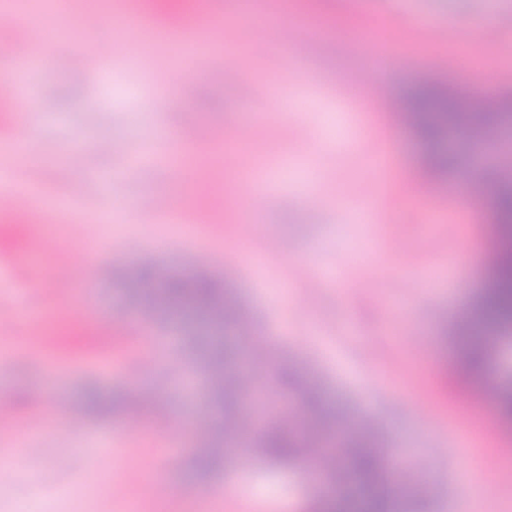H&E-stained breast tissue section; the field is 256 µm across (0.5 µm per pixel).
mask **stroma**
<instances>
[{"label":"stroma","mask_w":512,"mask_h":512,"mask_svg":"<svg viewBox=\"0 0 512 512\" xmlns=\"http://www.w3.org/2000/svg\"><path fill=\"white\" fill-rule=\"evenodd\" d=\"M274 3L282 17L309 18L308 71L273 47L253 56L257 31L240 28L231 9L224 34L239 60L221 71L162 48L145 63L140 37L114 23L115 0H96L94 29L82 24L84 0H59L60 36L35 32L47 60L18 75L12 94L30 132L0 155V168L41 192L55 235L29 264L30 241L0 243V292L10 297L0 304V353L9 356L0 392L15 410L0 445L24 460L0 477V512H276L279 503L304 512L316 496L306 468L254 456L230 454L197 475L212 413L193 339L209 331L138 306L118 274L146 265L226 278L248 319L246 329L224 331L241 367L267 388L288 362L381 428L421 484L424 512H512V424L483 390L506 381L512 338L469 384L452 374V330L488 281L490 202L474 200V220L449 240L460 197L424 175L423 144L388 113L340 105L426 80L470 90L489 77L488 63L497 91L512 94V0H374L360 17L343 0ZM368 40L389 59L374 82ZM406 55L412 65H402ZM178 113L224 130L223 144L199 145L198 155L225 145L254 162L252 175L212 172L211 207L235 222L233 238L203 225L192 204L129 251L121 228L140 224L138 202L186 193L180 173L147 160ZM257 120L262 137L239 140L237 126ZM76 154L78 171L69 164ZM77 176L85 189L75 199ZM276 242L287 254L273 251ZM299 264L315 266L316 277H298ZM153 383L164 391L146 408L88 415L77 434L61 423L88 388L119 394ZM104 478L139 492L104 494ZM229 482L238 492L221 496Z\"/></svg>","instance_id":"obj_1"}]
</instances>
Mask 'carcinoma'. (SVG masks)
<instances>
[{
    "label": "carcinoma",
    "mask_w": 512,
    "mask_h": 512,
    "mask_svg": "<svg viewBox=\"0 0 512 512\" xmlns=\"http://www.w3.org/2000/svg\"><path fill=\"white\" fill-rule=\"evenodd\" d=\"M404 109L413 134L428 149L430 169L448 173L456 159L443 149L451 129L476 136L512 123V96L503 97L494 109L473 108L460 94L437 84L424 83L404 93ZM494 234L498 246L489 266V284L473 300L458 326V373L468 377L484 370L499 338L512 333V178L495 180L492 195ZM139 299L163 314L189 324L204 322L218 330L226 323H240L232 290L218 277L186 273L159 277L144 269L133 277ZM197 351L214 372L211 404L218 424L214 441L243 433L257 455L272 465L290 466L303 460L320 470L325 494L315 498L307 512H409L413 493L397 494V480L387 453L368 427L348 428L347 410L327 396L324 389L301 370L276 367L275 386L300 396L302 420L292 423L275 418L256 426L238 412L247 396L235 370L234 348L223 337L207 336ZM497 406L512 420V382L495 386ZM115 406L112 394L95 392L83 407L89 412ZM223 454L208 448L197 458L196 470L204 474L219 464Z\"/></svg>",
    "instance_id": "1"
}]
</instances>
